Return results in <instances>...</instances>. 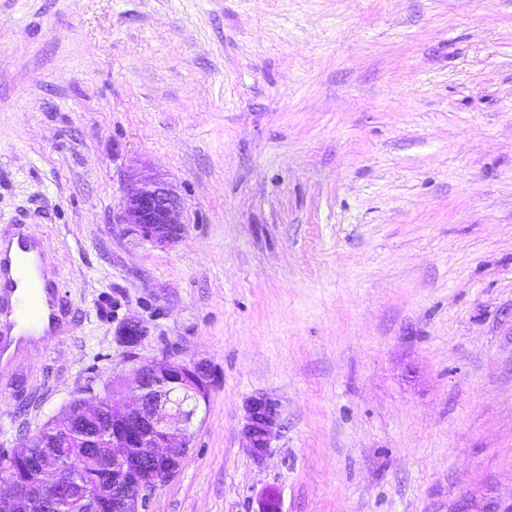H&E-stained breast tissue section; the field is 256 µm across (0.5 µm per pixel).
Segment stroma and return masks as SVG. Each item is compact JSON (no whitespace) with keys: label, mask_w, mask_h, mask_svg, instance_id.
Listing matches in <instances>:
<instances>
[{"label":"stroma","mask_w":512,"mask_h":512,"mask_svg":"<svg viewBox=\"0 0 512 512\" xmlns=\"http://www.w3.org/2000/svg\"><path fill=\"white\" fill-rule=\"evenodd\" d=\"M141 166L184 203L165 248L117 221ZM18 221L68 313L0 363V453L129 360H202L147 512L512 498V0H0ZM259 393L281 409L261 462ZM280 426V414L273 401L263 395L248 401L241 432L252 456L262 459L267 455Z\"/></svg>","instance_id":"stroma-1"}]
</instances>
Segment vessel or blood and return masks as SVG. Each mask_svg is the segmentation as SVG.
<instances>
[{
  "label": "vessel or blood",
  "mask_w": 512,
  "mask_h": 512,
  "mask_svg": "<svg viewBox=\"0 0 512 512\" xmlns=\"http://www.w3.org/2000/svg\"><path fill=\"white\" fill-rule=\"evenodd\" d=\"M49 242L18 229L0 239V357L11 340V330L42 329L45 337L55 336L59 322L57 286L46 278Z\"/></svg>",
  "instance_id": "vessel-or-blood-1"
}]
</instances>
